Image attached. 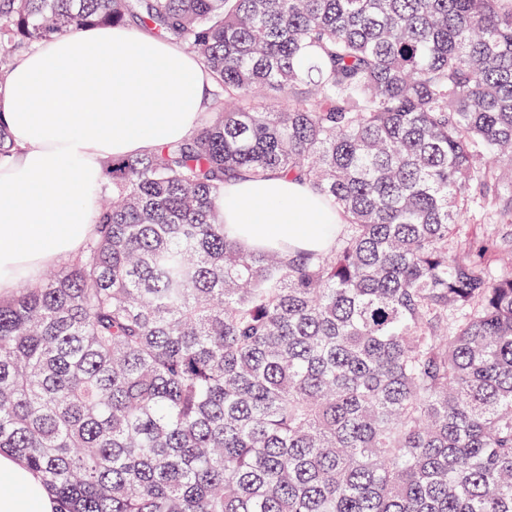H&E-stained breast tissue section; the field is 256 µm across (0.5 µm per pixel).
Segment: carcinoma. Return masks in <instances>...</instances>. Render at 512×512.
<instances>
[{"label": "carcinoma", "instance_id": "1", "mask_svg": "<svg viewBox=\"0 0 512 512\" xmlns=\"http://www.w3.org/2000/svg\"><path fill=\"white\" fill-rule=\"evenodd\" d=\"M128 16L217 94L0 299V453L57 512H512V263L449 248L472 190L512 203V0H0V76ZM274 171L328 249L227 230Z\"/></svg>", "mask_w": 512, "mask_h": 512}]
</instances>
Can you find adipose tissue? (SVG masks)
I'll return each instance as SVG.
<instances>
[{"instance_id": "1", "label": "adipose tissue", "mask_w": 512, "mask_h": 512, "mask_svg": "<svg viewBox=\"0 0 512 512\" xmlns=\"http://www.w3.org/2000/svg\"><path fill=\"white\" fill-rule=\"evenodd\" d=\"M210 78L176 45L125 26L38 44L0 83L15 153L0 164V295L77 253L95 229L101 163L189 137ZM224 221L250 246L326 247L334 219L308 186L278 173L227 185ZM40 477L0 454V512H56Z\"/></svg>"}]
</instances>
